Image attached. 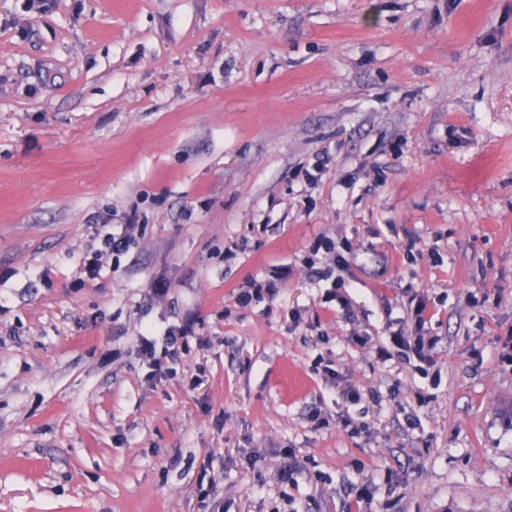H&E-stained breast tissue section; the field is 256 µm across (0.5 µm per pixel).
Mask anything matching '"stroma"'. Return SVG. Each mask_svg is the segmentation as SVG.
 Wrapping results in <instances>:
<instances>
[{"label": "stroma", "mask_w": 512, "mask_h": 512, "mask_svg": "<svg viewBox=\"0 0 512 512\" xmlns=\"http://www.w3.org/2000/svg\"><path fill=\"white\" fill-rule=\"evenodd\" d=\"M511 329L512 0H0V512H512ZM139 225L135 224L134 218H130L128 224H124L122 230L117 234H108L104 239V249H96L91 258L84 263V270L90 280H94L103 268L104 259L114 252H122L129 249L135 242L136 232ZM426 311L427 301L420 298L413 311L417 326L415 333L406 335L403 329L390 331L389 339L391 345L397 349V353L405 359L410 361V355H413L420 362L428 366H433L435 364V354L437 353V342L432 338L426 339V337L420 333L421 326L425 322L424 315ZM191 333L192 329L186 326L171 331L166 338L165 346H162L160 350L149 332L141 333L138 336L139 354L151 368L149 377L154 378L157 375H163L164 370L171 369L168 367L170 363L180 360L183 352L187 350V338Z\"/></svg>", "instance_id": "1"}]
</instances>
